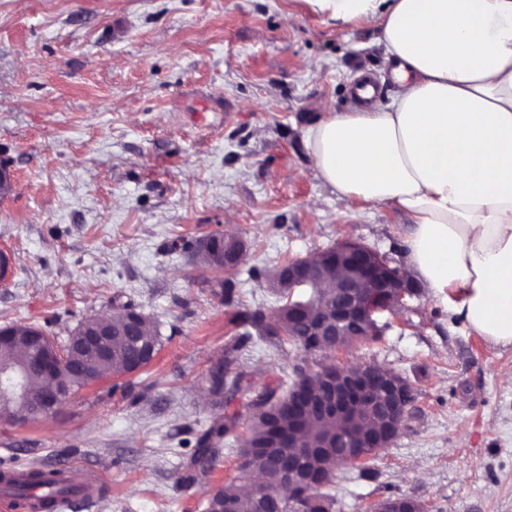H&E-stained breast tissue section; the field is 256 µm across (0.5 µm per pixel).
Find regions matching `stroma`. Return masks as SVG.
<instances>
[{"mask_svg":"<svg viewBox=\"0 0 512 512\" xmlns=\"http://www.w3.org/2000/svg\"><path fill=\"white\" fill-rule=\"evenodd\" d=\"M375 27L339 30L306 0H0V325L34 324L65 343L122 293L161 337L145 368L83 387L53 415L0 420V466L64 467L95 492L64 512H206L241 475L253 391L215 394L226 347L264 385L298 366L376 364L414 401L400 434L325 491L334 512L385 496L424 512H512V346L466 327L460 290L428 288L379 336L306 355L244 339L238 316L273 317L268 274L352 240L405 263L409 217L337 203L316 176L306 129L352 109L358 69L396 87ZM210 233L246 245L231 272L194 254ZM231 280L232 294L221 285ZM239 414L215 468L177 481L198 431Z\"/></svg>","mask_w":512,"mask_h":512,"instance_id":"stroma-1","label":"stroma"}]
</instances>
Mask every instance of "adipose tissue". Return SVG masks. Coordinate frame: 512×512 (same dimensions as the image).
<instances>
[{"instance_id": "1", "label": "adipose tissue", "mask_w": 512, "mask_h": 512, "mask_svg": "<svg viewBox=\"0 0 512 512\" xmlns=\"http://www.w3.org/2000/svg\"><path fill=\"white\" fill-rule=\"evenodd\" d=\"M348 30L378 28L391 102L330 112L305 144L342 205L409 214L407 270L512 346V0H308Z\"/></svg>"}]
</instances>
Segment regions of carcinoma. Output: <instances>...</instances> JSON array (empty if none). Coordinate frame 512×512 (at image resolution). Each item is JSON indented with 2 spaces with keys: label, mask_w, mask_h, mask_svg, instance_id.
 I'll return each instance as SVG.
<instances>
[{
  "label": "carcinoma",
  "mask_w": 512,
  "mask_h": 512,
  "mask_svg": "<svg viewBox=\"0 0 512 512\" xmlns=\"http://www.w3.org/2000/svg\"><path fill=\"white\" fill-rule=\"evenodd\" d=\"M227 240L241 246L243 242L230 236ZM221 236L212 237L205 248H197L203 262L210 266H224V240ZM271 287L275 288L283 298L279 309V328L271 329L263 325V317L259 312L243 314L240 320L250 324L258 335L267 336L277 344L291 343L306 354L326 352L325 345L308 344L305 342L307 325L304 320L311 317L328 320L332 317L333 289L320 283L310 287L309 296L302 300L288 302V289L284 288L278 274L269 278ZM141 329L139 335H128L122 316L112 319L110 346L112 358L100 361L93 369V375L100 379L109 374H122L135 369L140 363H149L150 359H141L142 352L147 348L156 350L161 347V336L144 314H139ZM8 338L0 346V370L3 368L20 369L29 361L31 344L29 336L45 335V331L35 325H4ZM278 388L266 387L252 406L257 409L249 429V437L240 449L242 468L262 476L263 482L256 486L244 477L242 482L229 483L224 489L217 491L208 500L207 512H331L332 501L313 488L309 495L304 490H293L299 499L289 502L287 498H275L270 489L290 484V470L281 465V459L292 455L298 465L297 475H310L313 480L326 486L336 478V454L333 448L329 453L310 455L308 448H318L328 438L336 437V421L309 415L303 427L304 437L301 440L303 449L284 448L277 444L275 431L288 429V411L280 408L284 397L277 395ZM237 425L236 416H227L224 422L212 425L196 439L195 448L186 463L180 480L193 483L200 475L207 474L218 461L222 449L219 439L234 431ZM13 490V496L21 500V506L33 512H54L61 502L75 501L77 497L86 495V489L70 483L64 471L44 466L31 467L25 470L12 471L0 478Z\"/></svg>",
  "instance_id": "obj_1"
}]
</instances>
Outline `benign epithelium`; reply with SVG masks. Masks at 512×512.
Listing matches in <instances>:
<instances>
[{
	"mask_svg": "<svg viewBox=\"0 0 512 512\" xmlns=\"http://www.w3.org/2000/svg\"><path fill=\"white\" fill-rule=\"evenodd\" d=\"M335 266L339 272L336 280V322L309 332L311 336H343L349 327L369 323L380 328L387 314L400 310L405 300L415 295L413 285L402 275L390 272V262L377 251L360 243L345 241L336 246L330 256L325 253L288 261L282 268V280L290 288L311 284L321 277L317 259ZM106 330L89 329L77 339V346L93 354L105 356ZM35 371L54 381L51 391L42 401L32 406V416H48L57 412L72 391L73 374L91 373V362L71 363L64 359L57 346H40L33 354L29 366L8 376L0 377V419H8L2 411L11 402L25 403L29 394L24 382L27 372ZM309 382H320L333 391L331 401L325 406L338 421L336 436L347 441L339 464L364 462L370 450L386 445L385 436L396 438L406 420L414 393L410 385L398 379V374L388 373L384 385L390 391L388 399L377 409L383 420L382 428L369 431L360 428L359 404L372 403L378 380L375 367L361 365L347 369L337 363L320 366L315 373L304 372Z\"/></svg>",
	"mask_w": 512,
	"mask_h": 512,
	"instance_id": "obj_1",
	"label": "benign epithelium"
}]
</instances>
